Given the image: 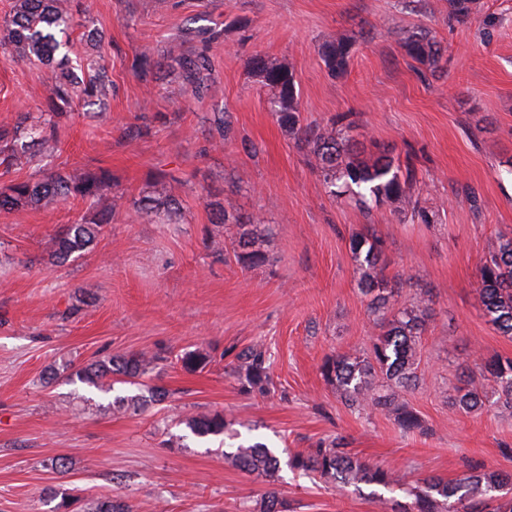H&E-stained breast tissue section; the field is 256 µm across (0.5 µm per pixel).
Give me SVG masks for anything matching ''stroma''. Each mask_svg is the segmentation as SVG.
<instances>
[{
	"instance_id": "stroma-1",
	"label": "stroma",
	"mask_w": 512,
	"mask_h": 512,
	"mask_svg": "<svg viewBox=\"0 0 512 512\" xmlns=\"http://www.w3.org/2000/svg\"><path fill=\"white\" fill-rule=\"evenodd\" d=\"M79 16L102 39L89 44L73 27L71 53L103 57L112 94L105 111L62 119L57 163L109 171L125 206L91 250L60 267L52 239L87 204L0 214V512H53L50 490L73 488L94 498L120 491L134 512L255 506L271 485L230 467L216 439L176 424L184 411H222L242 439L274 450L284 465L272 486L288 512H376L371 486L341 490L286 467L336 437L408 483L512 473V409L463 414L451 404L475 355L512 357L477 288L479 267L512 238V0H475L465 18L448 0H80ZM194 22L221 32L208 46L204 96L181 92L178 68L134 69L143 48L161 53ZM419 30L444 50L438 71L402 48ZM336 35L353 45L337 78L320 54ZM258 54L292 69L303 123L345 114L365 146L409 156L420 178L411 199L366 212L332 197L298 136L278 125L271 91L251 78ZM53 78L48 66L0 53V122L43 112ZM215 112L231 121L220 146ZM144 194L178 198L181 223L143 220L131 202ZM214 203L230 220L262 213L266 264L244 269L227 257L236 228L211 223ZM418 206L434 223L420 222ZM365 229L386 242L400 303L433 299L420 380L405 394L422 420L411 433L390 413L346 406L320 371L370 344L348 247ZM257 343L270 356L267 397L241 391L231 372L235 353ZM198 348L210 364L185 371L181 354ZM138 351L158 355L152 383L169 393L140 413L112 409L136 386L105 392L76 377L90 360ZM57 457L65 473L49 469Z\"/></svg>"
}]
</instances>
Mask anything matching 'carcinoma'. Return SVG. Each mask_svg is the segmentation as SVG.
<instances>
[{
    "mask_svg": "<svg viewBox=\"0 0 512 512\" xmlns=\"http://www.w3.org/2000/svg\"><path fill=\"white\" fill-rule=\"evenodd\" d=\"M73 22V0H12L3 20L0 47L19 60L38 61L58 71L48 88L41 120L32 124L25 113L0 124V167L4 173L19 172L32 164L35 153L53 162L59 151L58 120L63 112L77 102L105 105L112 92L108 65L101 58L86 63H73L64 52V42L57 34L65 32ZM218 37L211 28H188L183 35L168 43L160 57L142 50L135 57V68L141 72L176 65L182 72V87L196 95L204 93L206 73L211 64L206 51L194 56L183 52L187 40L207 46ZM406 54L434 70L438 67L440 48L425 31L414 33L403 41ZM352 43L342 37H330L321 45V56L329 71L341 76L348 71ZM251 73L264 86L275 90L273 112L279 126L290 134L301 135V143L316 160L315 169L328 192L335 197L351 194L359 205H381L402 201L410 196L418 179L410 166H402L386 149L366 159L354 149L349 131L352 124L339 115L326 125L301 127L295 83L291 70L284 63L257 55L251 61ZM112 178L104 171L69 172L50 169L35 179L14 178L0 190V213L21 208H37L74 200L98 203L112 196ZM137 213L152 222L175 223L180 217L179 206L171 196H144L132 202ZM118 204L97 211L66 225L52 239L51 258L63 265L88 251L102 228L112 223V213ZM233 256L238 265L251 268L269 260L264 242L268 230L264 219L255 215L246 221H235ZM349 250L359 275L358 287L367 299V313L380 333L373 337L369 348L358 356L338 354L327 358L321 373L336 385L344 403L352 408L387 411L394 414L400 429L420 428V418L408 405L404 393L416 386L421 357V336L430 313L428 294L416 297L408 306L398 305L397 291L389 286L381 262L384 241L368 233H353ZM479 297L488 322L504 336L512 337V238L499 243L498 248L482 264L478 274ZM159 357L148 351L120 354L95 360L82 367L79 381L101 387L112 378L133 383L153 372ZM187 372L201 371L210 363V355L200 349L187 351L180 358ZM233 374L242 390L268 395L275 391L270 375L266 350L256 344L235 355ZM492 377L498 388L493 395L485 391L482 379ZM149 395L142 393L118 396L112 405L125 412H137L150 402L165 399L167 391L154 386ZM512 408V358L475 360L464 386L457 388L454 406L470 414L488 406ZM178 423L200 438H219L228 430L224 412L183 415ZM224 460L235 469L257 474L274 484L280 471V459L266 444L239 442L233 450L224 452ZM288 466L334 482L337 486L360 488L374 485L392 491L402 490L410 501L402 504L390 501L383 494L373 493L382 507L391 512H483V497L500 492L506 500L493 512H512V475L474 471L463 479L449 482L429 476L414 485H407L392 472L371 466L351 455L343 443L332 440L320 443L305 453L288 457ZM57 512H133V505L114 495L105 498H85L68 492L62 495ZM261 512H288V505L275 488L261 499Z\"/></svg>",
    "mask_w": 512,
    "mask_h": 512,
    "instance_id": "1",
    "label": "carcinoma"
}]
</instances>
